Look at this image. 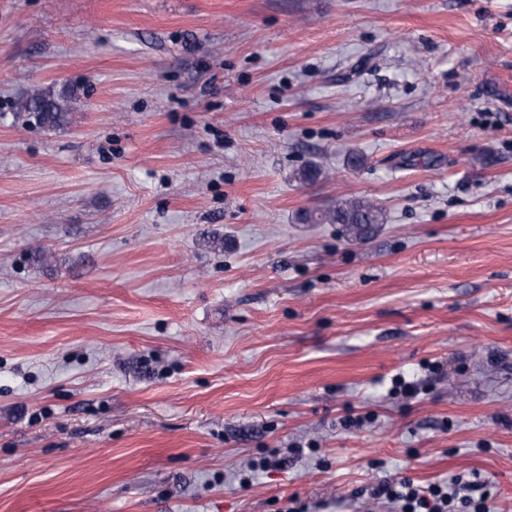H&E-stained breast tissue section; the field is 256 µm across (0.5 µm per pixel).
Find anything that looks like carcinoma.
Masks as SVG:
<instances>
[{
    "mask_svg": "<svg viewBox=\"0 0 512 512\" xmlns=\"http://www.w3.org/2000/svg\"><path fill=\"white\" fill-rule=\"evenodd\" d=\"M68 93L57 98L39 92L18 104L26 121L34 120L44 126L59 127L69 120ZM303 224H339L351 242L368 240L385 223L384 213L375 203L362 199L339 198L326 208L307 209L298 215Z\"/></svg>",
    "mask_w": 512,
    "mask_h": 512,
    "instance_id": "obj_1",
    "label": "carcinoma"
}]
</instances>
